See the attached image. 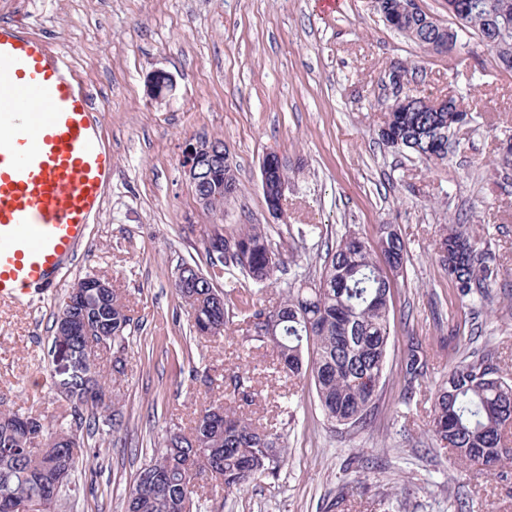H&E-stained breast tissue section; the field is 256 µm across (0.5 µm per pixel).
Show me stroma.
Masks as SVG:
<instances>
[{
	"instance_id": "1",
	"label": "stroma",
	"mask_w": 512,
	"mask_h": 512,
	"mask_svg": "<svg viewBox=\"0 0 512 512\" xmlns=\"http://www.w3.org/2000/svg\"><path fill=\"white\" fill-rule=\"evenodd\" d=\"M25 18L41 39L64 46L90 77L114 167L102 214L90 225L75 263L53 291L23 306L0 304V412L59 423L69 409L54 390V317L78 279H110L135 328L126 373L113 382L124 399L122 427H100L80 463L75 495L55 512H125L137 472L166 435L187 428L224 400L217 381L253 370L261 395L246 414L281 434L285 462L276 476L241 491L199 489L197 512H448L462 491L472 512H512V478L466 472L435 446L428 430L435 388L448 371L442 338L464 323L435 261L440 226L460 222L499 256L503 271L480 318L479 345L512 374V183L491 162L512 140V73L477 44L436 54L390 28L372 0H0V19ZM412 67L418 87L461 95L473 121L447 159L428 164L383 146L376 132L390 97L388 66ZM172 74L163 98L150 92L154 70ZM222 138L240 189L223 212L199 210L184 180L183 144ZM288 159V208L273 218L260 165ZM268 225L286 270L264 299L278 300L289 277L314 275L318 255L346 230L399 229L408 275L395 293L396 322L386 384L372 424L352 436L327 423L310 386L275 376L271 347L246 342L243 313L224 336L196 337L174 288L182 263L204 264L209 225ZM318 234L299 237L298 227ZM419 337L429 374L410 404L399 399L409 337Z\"/></svg>"
}]
</instances>
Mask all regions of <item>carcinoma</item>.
Listing matches in <instances>:
<instances>
[{"label":"carcinoma","mask_w":512,"mask_h":512,"mask_svg":"<svg viewBox=\"0 0 512 512\" xmlns=\"http://www.w3.org/2000/svg\"><path fill=\"white\" fill-rule=\"evenodd\" d=\"M403 0H376L382 16H393L392 26L431 50L446 35L461 46L478 38L497 66L512 73V0H448L455 10L448 14L455 26L431 27L422 9L409 17ZM427 96L411 88L386 114L378 140L426 163L448 158L453 115L464 112L462 101L451 98L441 112L427 107ZM211 174L195 193L224 206V192L239 190L236 170L224 163L204 162ZM288 165L271 167V186L265 201L276 197ZM208 270L194 263L180 266L175 288L189 309L194 332L207 327L213 335L224 333L233 309L244 312L247 340L271 346L275 352L272 372L290 380L309 382L321 410L333 426L352 433L367 427L376 408L379 391L386 383L387 349L395 326L393 290L407 274V247L392 224L379 226L371 238L348 231L320 257L318 274L308 280L292 279L282 298L265 304L254 293L234 288L218 290L214 282L224 273L239 270L260 288L276 279L283 262L267 226L241 224L224 233V265L216 268L205 251ZM437 260L458 299L470 306L473 319L491 299L492 288L502 275L496 254L472 238L460 224L440 229ZM88 276L77 281L79 294L68 292L60 310L71 308L81 317L82 332L72 340L74 352L87 366L75 378L73 395L65 398L73 425L55 427L33 418L35 429L15 424L19 414L0 413V512L6 507L36 499L42 512H53L56 500L48 497L44 480L57 484L61 493L84 456L77 429L91 435L100 414L114 427L123 425L119 401L102 382L99 356L115 347L125 348L133 319L118 289L90 288ZM404 394H413L428 375L422 343L411 337L401 362ZM228 401L204 408L194 427L167 435L164 447L150 465L137 474L127 498V512H186L193 502L191 482L203 477L231 494L247 483L276 476L286 452L281 436L244 417L243 410L257 401L260 392L248 370L229 378ZM436 447L448 451L457 462L479 471L508 475L512 463V379L494 363L491 353L473 352L448 368L436 393L429 422ZM42 446H33L37 435ZM169 469L163 483L153 479L151 467Z\"/></svg>","instance_id":"cac0c4a2"}]
</instances>
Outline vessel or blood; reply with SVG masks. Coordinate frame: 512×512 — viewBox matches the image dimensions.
I'll return each mask as SVG.
<instances>
[{
    "instance_id": "1",
    "label": "vessel or blood",
    "mask_w": 512,
    "mask_h": 512,
    "mask_svg": "<svg viewBox=\"0 0 512 512\" xmlns=\"http://www.w3.org/2000/svg\"><path fill=\"white\" fill-rule=\"evenodd\" d=\"M99 115L65 49L0 21V302L55 287L100 218L114 159Z\"/></svg>"
}]
</instances>
